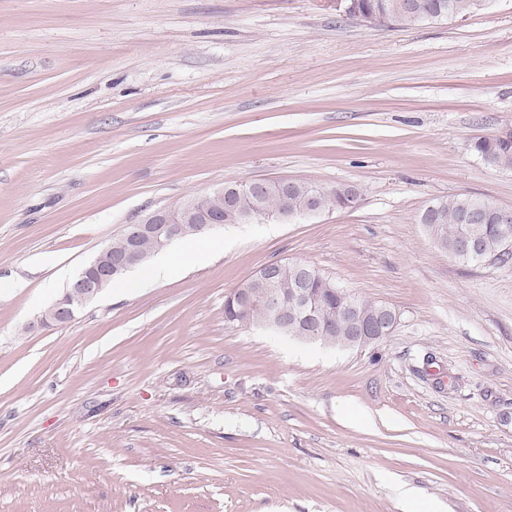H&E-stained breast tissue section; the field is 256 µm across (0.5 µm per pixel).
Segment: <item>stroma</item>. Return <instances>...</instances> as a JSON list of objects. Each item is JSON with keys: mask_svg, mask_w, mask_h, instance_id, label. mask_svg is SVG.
Returning <instances> with one entry per match:
<instances>
[{"mask_svg": "<svg viewBox=\"0 0 512 512\" xmlns=\"http://www.w3.org/2000/svg\"><path fill=\"white\" fill-rule=\"evenodd\" d=\"M512 0L362 26L336 0H0V512H512V267L419 215L512 207ZM349 184L356 209L209 232V260L35 320L148 213L229 182ZM304 262L398 315L345 350L224 318ZM369 414L367 423L352 413ZM511 141L503 140L497 136L480 138L473 144V150L480 155L485 162L502 169H512V142L511 150L505 146ZM397 493L404 503V512H440L434 503L422 499L414 488L401 486L397 489Z\"/></svg>", "mask_w": 512, "mask_h": 512, "instance_id": "35a3bbf8", "label": "stroma"}]
</instances>
